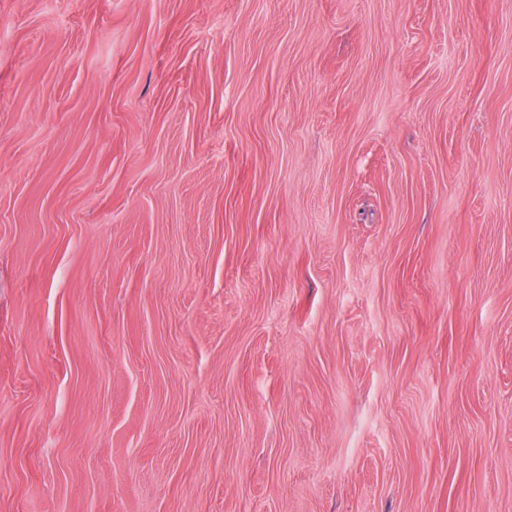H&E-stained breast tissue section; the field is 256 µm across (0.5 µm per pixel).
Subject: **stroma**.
Here are the masks:
<instances>
[{
    "label": "stroma",
    "instance_id": "obj_1",
    "mask_svg": "<svg viewBox=\"0 0 512 512\" xmlns=\"http://www.w3.org/2000/svg\"><path fill=\"white\" fill-rule=\"evenodd\" d=\"M0 512H512V0H0Z\"/></svg>",
    "mask_w": 512,
    "mask_h": 512
}]
</instances>
